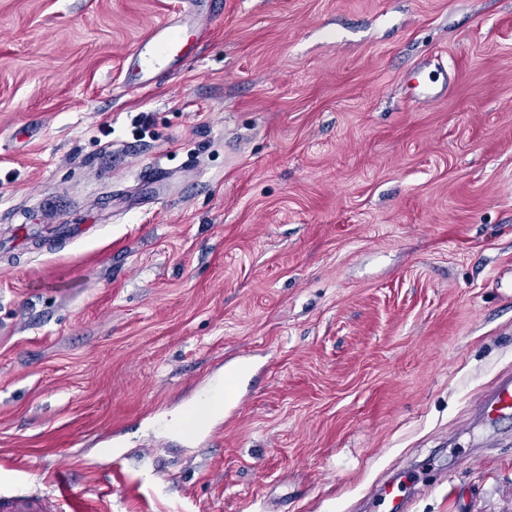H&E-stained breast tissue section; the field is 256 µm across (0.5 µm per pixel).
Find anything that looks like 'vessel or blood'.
I'll return each instance as SVG.
<instances>
[{
    "label": "vessel or blood",
    "instance_id": "1",
    "mask_svg": "<svg viewBox=\"0 0 512 512\" xmlns=\"http://www.w3.org/2000/svg\"><path fill=\"white\" fill-rule=\"evenodd\" d=\"M184 46V36L178 22L153 26L134 54V67L142 83H150L151 75L158 67H176L182 58ZM479 408L484 424L489 426L512 416V377H502L491 394L482 399ZM62 504L67 506L69 512H89L91 508L88 498L76 490L69 473L63 469L55 474L52 497L36 492L24 495L0 493V512H58ZM403 508L402 484H387L376 501L377 512H402Z\"/></svg>",
    "mask_w": 512,
    "mask_h": 512
}]
</instances>
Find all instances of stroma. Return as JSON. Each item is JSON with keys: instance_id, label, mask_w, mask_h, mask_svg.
Returning a JSON list of instances; mask_svg holds the SVG:
<instances>
[{"instance_id": "35a3bbf8", "label": "stroma", "mask_w": 512, "mask_h": 512, "mask_svg": "<svg viewBox=\"0 0 512 512\" xmlns=\"http://www.w3.org/2000/svg\"><path fill=\"white\" fill-rule=\"evenodd\" d=\"M183 7L0 0V489L370 512L407 476L409 512H512L478 412L512 372V0ZM184 46V36L178 22H164L153 26L134 54V67L141 81L129 86V90H138L150 83V76L158 67H176L182 58Z\"/></svg>"}]
</instances>
